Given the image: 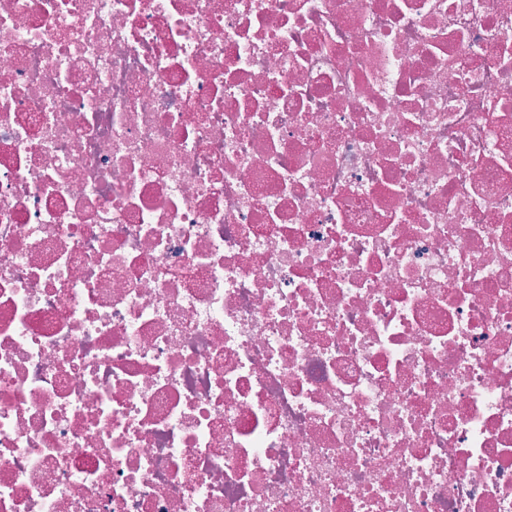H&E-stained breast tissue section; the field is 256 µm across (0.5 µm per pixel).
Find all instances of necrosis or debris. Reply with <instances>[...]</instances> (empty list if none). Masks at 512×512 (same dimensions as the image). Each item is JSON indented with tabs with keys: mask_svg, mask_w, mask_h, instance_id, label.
<instances>
[{
	"mask_svg": "<svg viewBox=\"0 0 512 512\" xmlns=\"http://www.w3.org/2000/svg\"><path fill=\"white\" fill-rule=\"evenodd\" d=\"M0 512H512V0H0Z\"/></svg>",
	"mask_w": 512,
	"mask_h": 512,
	"instance_id": "obj_1",
	"label": "necrosis or debris"
}]
</instances>
